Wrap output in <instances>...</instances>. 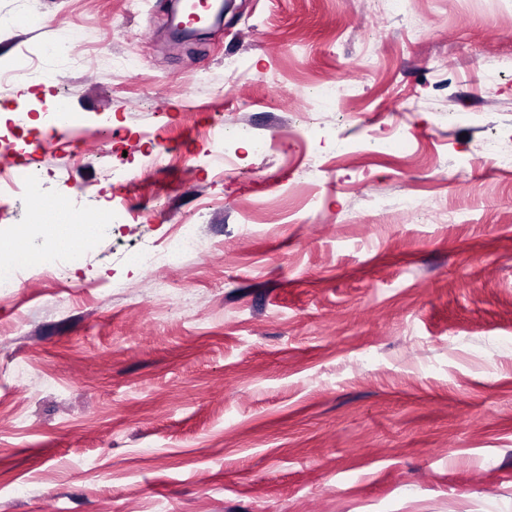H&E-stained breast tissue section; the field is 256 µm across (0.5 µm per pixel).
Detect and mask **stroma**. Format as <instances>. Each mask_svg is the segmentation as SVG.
<instances>
[{"instance_id": "obj_1", "label": "stroma", "mask_w": 512, "mask_h": 512, "mask_svg": "<svg viewBox=\"0 0 512 512\" xmlns=\"http://www.w3.org/2000/svg\"><path fill=\"white\" fill-rule=\"evenodd\" d=\"M171 8L0 0V69L100 131L8 156L0 512H512V0H232L186 44ZM44 97L0 85L7 141ZM220 127L233 169L198 167ZM35 180L29 170H16L12 163L2 160L0 163V196L31 191ZM81 225L72 226L70 224H48V231L51 235L56 236L59 240L70 244L71 246V255L75 263H79L83 249L87 244V240L85 238L84 230L80 229ZM74 229L75 235L73 237H68V232Z\"/></svg>"}]
</instances>
